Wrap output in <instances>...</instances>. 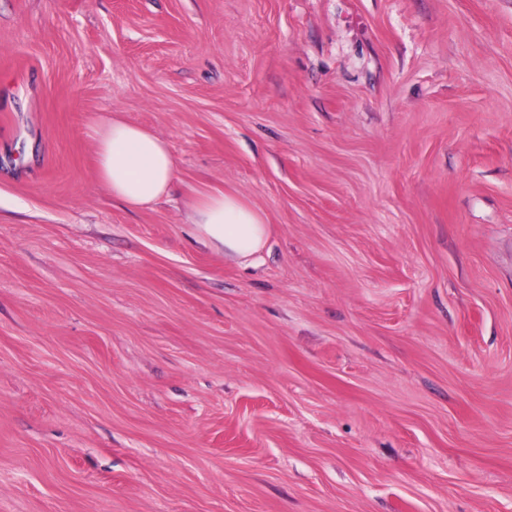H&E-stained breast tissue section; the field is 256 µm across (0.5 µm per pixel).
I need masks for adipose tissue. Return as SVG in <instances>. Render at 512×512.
Here are the masks:
<instances>
[{
	"mask_svg": "<svg viewBox=\"0 0 512 512\" xmlns=\"http://www.w3.org/2000/svg\"><path fill=\"white\" fill-rule=\"evenodd\" d=\"M96 166L113 198L132 210L167 197L177 172V160L164 138L118 118L97 133ZM191 210L199 237L223 252L226 261L241 264L264 251L271 228L264 215L240 196L205 193Z\"/></svg>",
	"mask_w": 512,
	"mask_h": 512,
	"instance_id": "adipose-tissue-1",
	"label": "adipose tissue"
}]
</instances>
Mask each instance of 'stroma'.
<instances>
[{"label": "stroma", "mask_w": 512, "mask_h": 512, "mask_svg": "<svg viewBox=\"0 0 512 512\" xmlns=\"http://www.w3.org/2000/svg\"><path fill=\"white\" fill-rule=\"evenodd\" d=\"M0 512H512V0H0ZM96 166L112 198L131 210L167 197L177 172V160L164 138L118 118L97 133ZM191 224L224 260L244 263L260 255L271 228L264 215L240 196L224 191L201 194L191 207Z\"/></svg>", "instance_id": "stroma-1"}]
</instances>
